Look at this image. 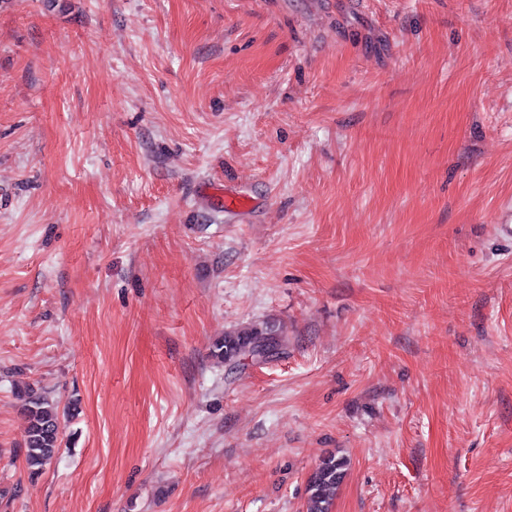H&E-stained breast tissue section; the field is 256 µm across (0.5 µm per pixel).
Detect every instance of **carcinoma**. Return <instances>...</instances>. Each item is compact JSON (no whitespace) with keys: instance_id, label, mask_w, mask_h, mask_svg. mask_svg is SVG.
Instances as JSON below:
<instances>
[{"instance_id":"1","label":"carcinoma","mask_w":512,"mask_h":512,"mask_svg":"<svg viewBox=\"0 0 512 512\" xmlns=\"http://www.w3.org/2000/svg\"><path fill=\"white\" fill-rule=\"evenodd\" d=\"M273 347L282 355L288 347V333L280 325L264 321L231 328L211 346V357L235 367L243 360L258 361L261 351ZM26 419L25 462L30 478H37L55 457L60 446V412L44 395L22 389ZM349 462L343 455L330 453L322 458L308 479L305 512H330L345 477Z\"/></svg>"}]
</instances>
